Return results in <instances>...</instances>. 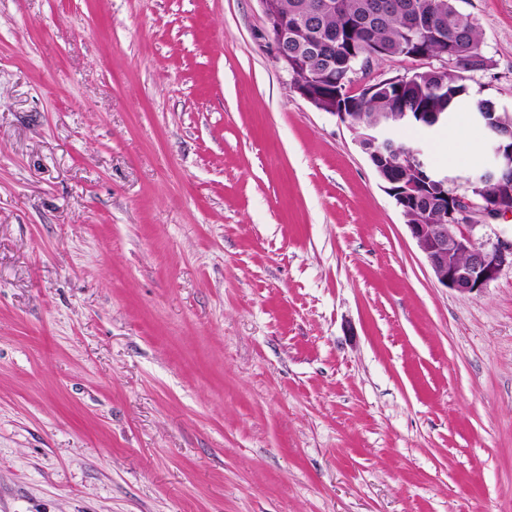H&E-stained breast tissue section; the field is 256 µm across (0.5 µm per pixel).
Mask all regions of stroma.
<instances>
[{
    "label": "stroma",
    "mask_w": 512,
    "mask_h": 512,
    "mask_svg": "<svg viewBox=\"0 0 512 512\" xmlns=\"http://www.w3.org/2000/svg\"><path fill=\"white\" fill-rule=\"evenodd\" d=\"M0 512H512V269L437 283L258 0H0Z\"/></svg>",
    "instance_id": "obj_1"
}]
</instances>
